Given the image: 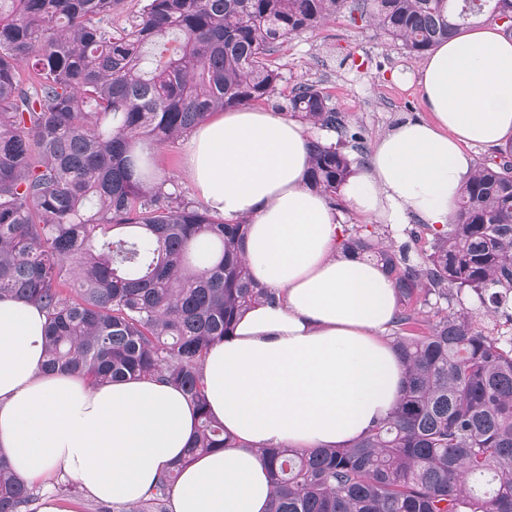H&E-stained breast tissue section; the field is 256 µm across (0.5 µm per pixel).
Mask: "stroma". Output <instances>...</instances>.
<instances>
[{
    "mask_svg": "<svg viewBox=\"0 0 512 512\" xmlns=\"http://www.w3.org/2000/svg\"><path fill=\"white\" fill-rule=\"evenodd\" d=\"M281 79L262 109L275 110L291 89L310 83L328 94L367 147L407 117H426L417 84L395 82L396 73L416 72L417 60L400 45L378 36L371 19L351 20L348 12L317 28L299 32L271 57ZM185 139L154 149L161 180L175 183L188 199L197 194L185 165Z\"/></svg>",
    "mask_w": 512,
    "mask_h": 512,
    "instance_id": "35a3bbf8",
    "label": "stroma"
}]
</instances>
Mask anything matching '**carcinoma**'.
<instances>
[{
  "mask_svg": "<svg viewBox=\"0 0 512 512\" xmlns=\"http://www.w3.org/2000/svg\"><path fill=\"white\" fill-rule=\"evenodd\" d=\"M121 0H0V299L47 315L45 368L103 384L151 377L196 408L189 455L226 448L201 366L251 307L276 295L249 275L246 225L136 176L137 146H164L209 114L270 97V56L346 8L420 57L464 24L512 17V0H144L112 29ZM283 109L336 142L309 141L306 178L330 205L366 154L329 97L297 84ZM479 162L454 220L411 257L367 228L341 246L394 280L392 345L405 364L391 415L341 448H266L267 512H512V336H489L465 306H512V143ZM211 247L204 267L194 243ZM455 292L460 309L431 298ZM182 464L118 512H171ZM40 490L0 455V512H37Z\"/></svg>",
  "mask_w": 512,
  "mask_h": 512,
  "instance_id": "carcinoma-1",
  "label": "carcinoma"
}]
</instances>
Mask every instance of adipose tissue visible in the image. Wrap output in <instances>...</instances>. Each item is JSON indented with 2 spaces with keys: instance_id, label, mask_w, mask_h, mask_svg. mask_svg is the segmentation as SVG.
<instances>
[{
  "instance_id": "obj_1",
  "label": "adipose tissue",
  "mask_w": 512,
  "mask_h": 512,
  "mask_svg": "<svg viewBox=\"0 0 512 512\" xmlns=\"http://www.w3.org/2000/svg\"><path fill=\"white\" fill-rule=\"evenodd\" d=\"M427 118L398 123L340 193L382 224H451L474 165L467 149L512 138V37L464 29L418 63ZM308 134L253 106L226 110L190 134L186 162L210 211L243 221L252 278L277 300L249 310L203 363L212 415L232 447L186 460L197 414L180 389L152 378L91 385L48 374L46 315L0 299V451L33 482L58 470L95 500L132 504L185 460L172 512H265V448H333L387 418L404 366L383 334L398 300L376 265L341 249L340 216L306 183Z\"/></svg>"
}]
</instances>
